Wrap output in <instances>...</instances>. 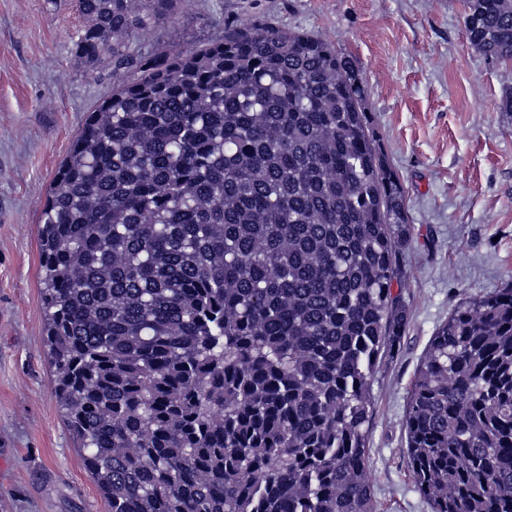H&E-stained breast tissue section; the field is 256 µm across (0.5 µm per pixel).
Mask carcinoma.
<instances>
[{"instance_id": "cac0c4a2", "label": "carcinoma", "mask_w": 512, "mask_h": 512, "mask_svg": "<svg viewBox=\"0 0 512 512\" xmlns=\"http://www.w3.org/2000/svg\"><path fill=\"white\" fill-rule=\"evenodd\" d=\"M183 0H75L108 73L38 230L56 394L111 512H374L371 382L408 314L410 238L359 69L330 42L227 24L172 57L132 41ZM512 62V0H465ZM432 512H512V286L461 301L405 411Z\"/></svg>"}]
</instances>
